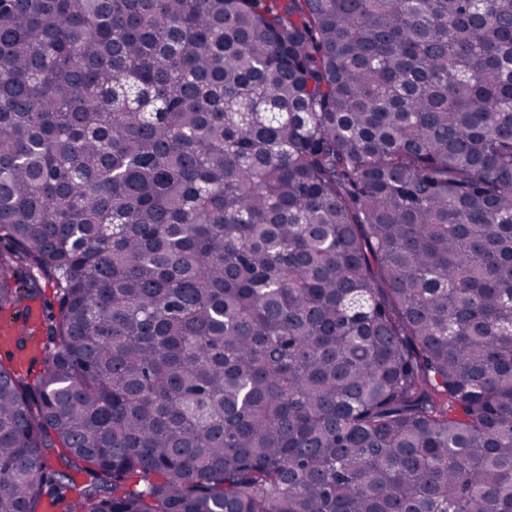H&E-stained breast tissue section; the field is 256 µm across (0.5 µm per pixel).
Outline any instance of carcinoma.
Wrapping results in <instances>:
<instances>
[{
    "instance_id": "carcinoma-1",
    "label": "carcinoma",
    "mask_w": 512,
    "mask_h": 512,
    "mask_svg": "<svg viewBox=\"0 0 512 512\" xmlns=\"http://www.w3.org/2000/svg\"><path fill=\"white\" fill-rule=\"evenodd\" d=\"M0 512H512V0H0ZM53 288L49 285L42 284L40 291L37 295L38 299L35 301L30 302L32 303L36 302L40 304L44 310H45V316L41 321L42 312L39 308H32L26 322H14L10 320H3L0 323V340L1 343L4 345H12L13 336H19V335H27L29 334L30 329L40 322L36 339L38 343L44 348L46 343V335H45V319L48 314L51 312V307H53V312H57V303L54 297Z\"/></svg>"
}]
</instances>
